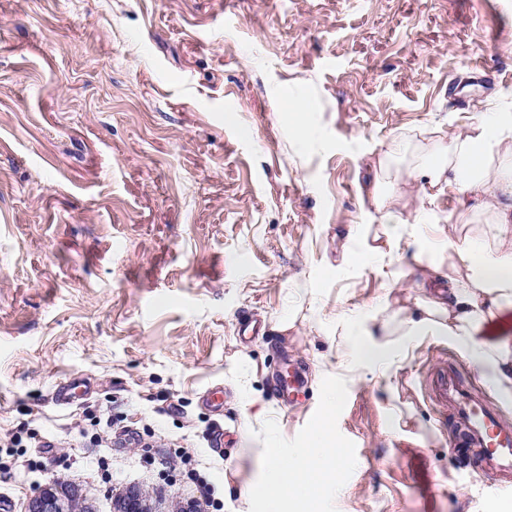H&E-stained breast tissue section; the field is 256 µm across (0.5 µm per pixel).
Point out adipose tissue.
<instances>
[{
	"label": "adipose tissue",
	"mask_w": 512,
	"mask_h": 512,
	"mask_svg": "<svg viewBox=\"0 0 512 512\" xmlns=\"http://www.w3.org/2000/svg\"><path fill=\"white\" fill-rule=\"evenodd\" d=\"M410 152L400 177L424 190L454 188L459 206L449 215L465 226L462 243L448 245V285L419 306L407 324L413 332L448 337L485 373L494 388L512 398V113L489 109L448 138L387 152ZM330 448L306 453L296 462H272V497H304L329 474Z\"/></svg>",
	"instance_id": "ef3b65f1"
}]
</instances>
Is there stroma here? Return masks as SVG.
<instances>
[{"instance_id": "35a3bbf8", "label": "stroma", "mask_w": 512, "mask_h": 512, "mask_svg": "<svg viewBox=\"0 0 512 512\" xmlns=\"http://www.w3.org/2000/svg\"><path fill=\"white\" fill-rule=\"evenodd\" d=\"M490 100L512 113V0H0V463L33 462L0 475L11 512L51 479L96 512L132 486L223 512H512V469L449 448L428 385L456 370L511 430L512 400L397 323L446 283L457 195L405 187L393 224L367 200L393 139ZM72 377L92 391L60 407ZM325 423L329 480L272 500L270 462ZM34 430L46 448L11 445ZM177 446L199 480L161 468Z\"/></svg>"}]
</instances>
